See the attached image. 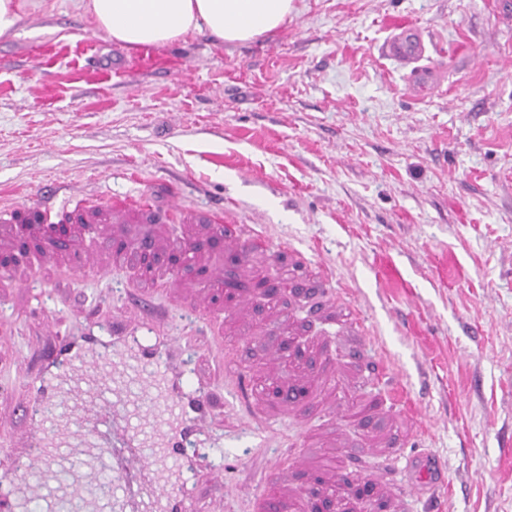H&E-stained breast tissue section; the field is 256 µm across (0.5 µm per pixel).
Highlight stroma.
<instances>
[{"label": "stroma", "instance_id": "stroma-1", "mask_svg": "<svg viewBox=\"0 0 512 512\" xmlns=\"http://www.w3.org/2000/svg\"><path fill=\"white\" fill-rule=\"evenodd\" d=\"M20 2L18 28L0 37V204L47 196L60 220L83 212L94 225L76 249L99 242L107 196L146 192L162 208L176 196L183 212L218 205L260 225L272 256L235 264L206 249L177 270L184 285L219 264L253 287L289 248L303 279L327 275L340 294L313 308L287 291L254 309L242 355L265 376H290L268 351L289 326L311 325L315 400L263 450L236 419L215 421L196 458L198 499L255 512L251 485L305 423L348 449L353 482L377 476L379 512H398L404 463L424 455L440 461L443 487L413 512H512V0H295L265 38L194 32L154 47L151 70L96 33L80 0ZM400 22L422 28L423 62L443 73L427 97L383 53ZM44 44L58 54L46 96L34 62ZM89 57L121 76L85 81ZM128 277L37 279L0 302L14 327L0 359L12 377L27 369L38 308L79 295L111 325ZM220 451L221 493L203 479Z\"/></svg>", "mask_w": 512, "mask_h": 512}]
</instances>
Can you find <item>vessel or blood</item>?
<instances>
[{
	"label": "vessel or blood",
	"mask_w": 512,
	"mask_h": 512,
	"mask_svg": "<svg viewBox=\"0 0 512 512\" xmlns=\"http://www.w3.org/2000/svg\"><path fill=\"white\" fill-rule=\"evenodd\" d=\"M387 56L402 64L425 53L421 30L398 28L385 44ZM147 194L114 199L107 210L120 225L148 210ZM189 225L208 224L224 240V250L237 256L266 250L268 238L252 224H230L223 213L199 210ZM133 252L113 248L110 239L78 261L46 242L42 260L47 269L74 275L111 274L132 261ZM32 270L0 271V298L9 299L35 278ZM224 286L222 268H213L200 290L169 294L191 314L208 318L204 334L188 338L169 325L168 310L157 303L161 284L142 283L126 295L132 314L148 315L161 336L140 335L137 327L116 325L110 337L93 328L64 336L54 312L42 315L43 339L29 359L30 380L23 401L9 386L0 387V404L15 405L26 428L21 439L0 436V512H25L29 500L53 495L57 512L75 502L83 512H198L187 485L194 475L192 448L202 424L214 410L206 393L190 389L184 369L172 361L175 352L195 342L210 356L212 373L234 392L256 435V445L268 447L279 423L256 404V387L236 359L239 337L230 319L245 317L252 308L250 294L239 291L223 313L212 307L214 290ZM127 448L123 469L137 476L136 489L121 487L111 496L99 493L102 466L114 446ZM303 452L276 458L253 498L258 512H286L287 498L276 491L282 474L304 467Z\"/></svg>",
	"instance_id": "obj_1"
}]
</instances>
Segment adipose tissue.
Instances as JSON below:
<instances>
[{
	"label": "adipose tissue",
	"instance_id": "adipose-tissue-1",
	"mask_svg": "<svg viewBox=\"0 0 512 512\" xmlns=\"http://www.w3.org/2000/svg\"><path fill=\"white\" fill-rule=\"evenodd\" d=\"M84 8L96 32L138 48L202 31L222 43L253 42L284 25L294 0H86Z\"/></svg>",
	"mask_w": 512,
	"mask_h": 512
}]
</instances>
